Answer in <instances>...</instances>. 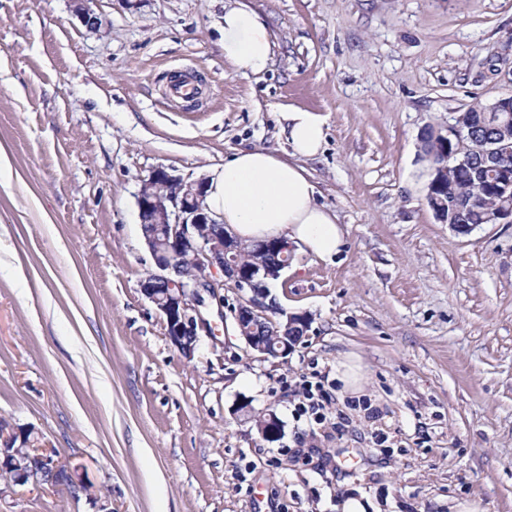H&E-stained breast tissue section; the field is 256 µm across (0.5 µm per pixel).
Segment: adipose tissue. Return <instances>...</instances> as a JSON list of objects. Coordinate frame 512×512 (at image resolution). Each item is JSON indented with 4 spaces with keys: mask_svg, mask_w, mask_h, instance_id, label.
<instances>
[{
    "mask_svg": "<svg viewBox=\"0 0 512 512\" xmlns=\"http://www.w3.org/2000/svg\"><path fill=\"white\" fill-rule=\"evenodd\" d=\"M224 59L244 76L264 72L273 43L267 23L248 6L224 11ZM292 160L261 148L237 152L208 177L207 204L226 229L245 243L283 239L324 261L333 260L345 243L336 214L316 199L302 160L317 157L326 138L317 113H285Z\"/></svg>",
    "mask_w": 512,
    "mask_h": 512,
    "instance_id": "obj_1",
    "label": "adipose tissue"
}]
</instances>
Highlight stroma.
I'll return each mask as SVG.
<instances>
[{
	"label": "stroma",
	"instance_id": "stroma-1",
	"mask_svg": "<svg viewBox=\"0 0 512 512\" xmlns=\"http://www.w3.org/2000/svg\"><path fill=\"white\" fill-rule=\"evenodd\" d=\"M247 2L274 48L245 77L221 47L233 0H94L98 34L68 0H0V417L88 488L6 487L0 512H512V224L457 233L409 185L425 127L512 93V0ZM174 71L200 74L198 105L166 97ZM295 109L325 121L304 166L346 228L271 288L309 334L256 358L227 287L185 358L139 288L141 181L287 157ZM317 381L320 421L301 410Z\"/></svg>",
	"mask_w": 512,
	"mask_h": 512
}]
</instances>
